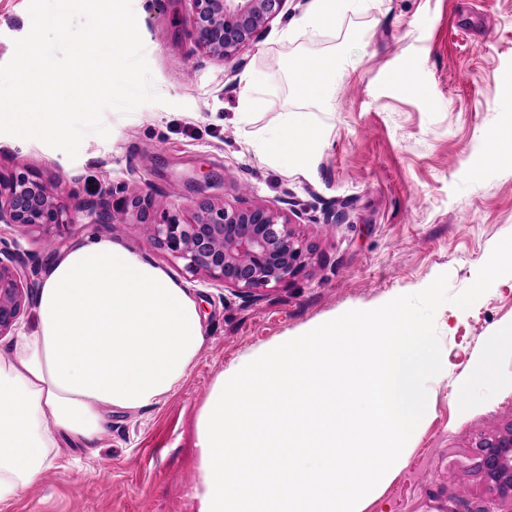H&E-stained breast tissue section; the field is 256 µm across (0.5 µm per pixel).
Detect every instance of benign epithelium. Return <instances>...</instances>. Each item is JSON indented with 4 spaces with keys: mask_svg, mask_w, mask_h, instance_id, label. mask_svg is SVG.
Returning a JSON list of instances; mask_svg holds the SVG:
<instances>
[{
    "mask_svg": "<svg viewBox=\"0 0 512 512\" xmlns=\"http://www.w3.org/2000/svg\"><path fill=\"white\" fill-rule=\"evenodd\" d=\"M190 34L196 46L227 61L239 55L260 31L284 9L287 0H190ZM152 195H138L125 204L144 224L152 245L165 248L187 261V267L204 272L224 288L257 291L297 274L312 260V250L293 230L298 215L269 204L217 205L198 203L192 220L148 222ZM95 224H112L110 207L101 200L84 203ZM62 198L34 173L0 172V224L49 226L73 224ZM18 264L16 253L0 247V336L12 332L23 315L30 276ZM477 469L500 494L512 493V426L480 437Z\"/></svg>",
    "mask_w": 512,
    "mask_h": 512,
    "instance_id": "obj_1",
    "label": "benign epithelium"
}]
</instances>
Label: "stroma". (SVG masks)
Wrapping results in <instances>:
<instances>
[{"mask_svg":"<svg viewBox=\"0 0 512 512\" xmlns=\"http://www.w3.org/2000/svg\"><path fill=\"white\" fill-rule=\"evenodd\" d=\"M159 104L109 109L108 138L88 135L76 159L38 140L0 134V172L39 173L77 220L49 228L0 224L26 264L46 263L89 237L132 247L197 295L204 349L185 382L148 410L115 412L94 452L56 449L43 481L0 512H197L186 471L197 468L194 427L210 384L247 353L330 317L373 309L448 274L449 290L470 286L493 247L512 235V163L488 166L493 138L512 128V0H382L339 19L318 38L280 34L313 0L284 10L237 58L195 47L188 0H131ZM29 0H0V64L31 29ZM345 60L330 99L303 101L289 85L300 55ZM411 73L414 88L393 77ZM264 77V107L239 106L243 77ZM308 113L325 130L309 164L287 171L257 144L286 115ZM152 221L191 220L195 204L240 199L300 215L295 230L313 260L299 274L250 297L213 285L205 273L147 243L135 220L106 227L81 207L113 206L140 194ZM441 371L427 383L428 408L400 469L362 512H474L495 501L512 512L476 468L482 435L512 425V275L470 308L446 303L434 318ZM497 352L488 367L479 361Z\"/></svg>","mask_w":512,"mask_h":512,"instance_id":"35a3bbf8","label":"stroma"}]
</instances>
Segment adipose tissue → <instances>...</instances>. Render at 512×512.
<instances>
[{
	"instance_id": "1",
	"label": "adipose tissue",
	"mask_w": 512,
	"mask_h": 512,
	"mask_svg": "<svg viewBox=\"0 0 512 512\" xmlns=\"http://www.w3.org/2000/svg\"><path fill=\"white\" fill-rule=\"evenodd\" d=\"M366 0H313L296 30L318 36L361 10ZM337 67L302 56L292 88L325 102ZM323 129L294 114L263 137L260 154L286 169L308 164ZM204 344L196 300L161 267L130 247L89 238L52 264L38 299L35 329L20 331L10 358H0V502L41 482L59 442L93 449L105 410L157 406L185 381Z\"/></svg>"
}]
</instances>
